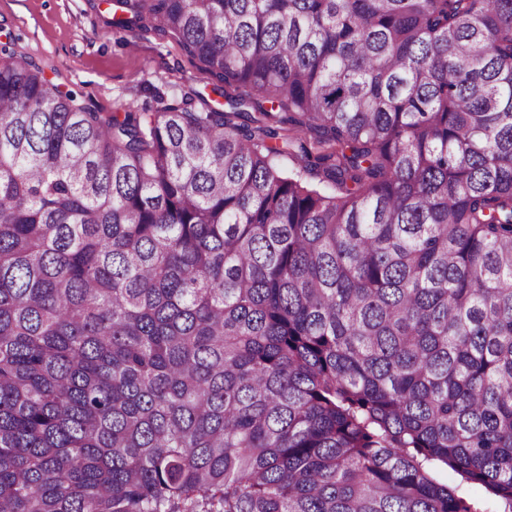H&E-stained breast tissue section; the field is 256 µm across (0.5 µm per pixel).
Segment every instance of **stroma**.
I'll list each match as a JSON object with an SVG mask.
<instances>
[{
	"instance_id": "stroma-1",
	"label": "stroma",
	"mask_w": 512,
	"mask_h": 512,
	"mask_svg": "<svg viewBox=\"0 0 512 512\" xmlns=\"http://www.w3.org/2000/svg\"><path fill=\"white\" fill-rule=\"evenodd\" d=\"M105 9L104 0H0V42L102 112L152 105L157 92L178 100L196 90L223 100L176 40L150 30L110 32Z\"/></svg>"
}]
</instances>
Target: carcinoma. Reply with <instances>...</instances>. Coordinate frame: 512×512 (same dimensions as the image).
<instances>
[{"label": "carcinoma", "instance_id": "carcinoma-1", "mask_svg": "<svg viewBox=\"0 0 512 512\" xmlns=\"http://www.w3.org/2000/svg\"><path fill=\"white\" fill-rule=\"evenodd\" d=\"M106 3L232 92L0 46V512H512V0Z\"/></svg>", "mask_w": 512, "mask_h": 512}]
</instances>
